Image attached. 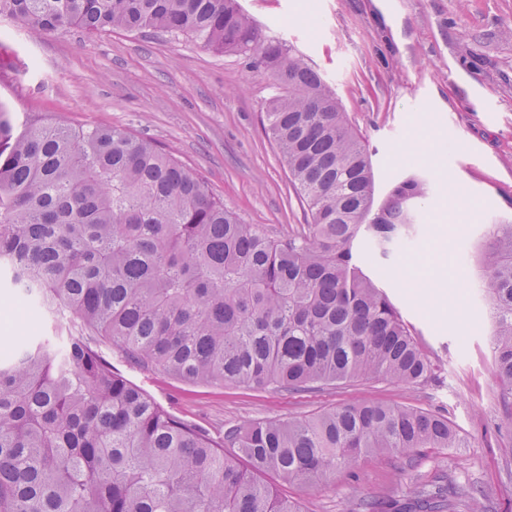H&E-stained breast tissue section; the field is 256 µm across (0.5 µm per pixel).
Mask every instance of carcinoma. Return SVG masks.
I'll use <instances>...</instances> for the list:
<instances>
[{
    "mask_svg": "<svg viewBox=\"0 0 512 512\" xmlns=\"http://www.w3.org/2000/svg\"><path fill=\"white\" fill-rule=\"evenodd\" d=\"M2 21L33 36L77 26L187 35L248 58L276 86L263 126L309 220L275 239L150 140L39 113L19 120L0 103V263L20 308L67 311L80 327L0 340V512H302L278 487L326 485L370 453L466 447L446 417L369 402L214 438L119 372L103 347L189 384L432 381L354 251L360 239L383 259L400 250L427 183L407 178L375 204L371 155L334 89L237 0H0ZM482 265L511 427V223L493 226ZM465 495L425 486L411 509L444 512Z\"/></svg>",
    "mask_w": 512,
    "mask_h": 512,
    "instance_id": "obj_1",
    "label": "carcinoma"
}]
</instances>
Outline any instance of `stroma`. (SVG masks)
<instances>
[{"label": "stroma", "mask_w": 512, "mask_h": 512, "mask_svg": "<svg viewBox=\"0 0 512 512\" xmlns=\"http://www.w3.org/2000/svg\"><path fill=\"white\" fill-rule=\"evenodd\" d=\"M269 35L294 45L336 91L363 137L375 198L408 177L428 195L410 252L356 249L357 263L412 327L432 361L425 386L359 379L301 393L190 385L129 364L113 366L170 412L211 436L270 418L303 419L357 401L448 417L464 448L372 453L325 487L288 485L303 512H351L372 496L402 501L451 481L473 490L452 512H512V431L494 379L493 322L479 287L491 226L512 219V0H239ZM275 88L247 58L183 36L75 27L31 38L0 25V102L77 126H115L151 139L207 182L248 224L284 238L307 220L264 106ZM16 308L0 292V336L72 329Z\"/></svg>", "instance_id": "obj_1"}]
</instances>
